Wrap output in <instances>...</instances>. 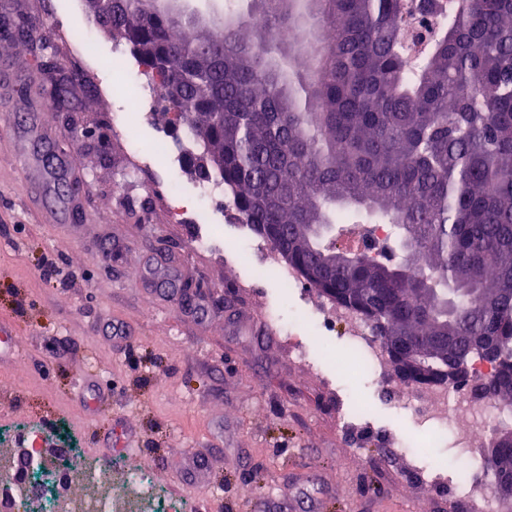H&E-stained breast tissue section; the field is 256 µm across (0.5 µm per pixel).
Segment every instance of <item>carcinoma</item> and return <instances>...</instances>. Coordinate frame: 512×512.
Returning <instances> with one entry per match:
<instances>
[{
	"mask_svg": "<svg viewBox=\"0 0 512 512\" xmlns=\"http://www.w3.org/2000/svg\"><path fill=\"white\" fill-rule=\"evenodd\" d=\"M254 3L246 19L207 20L170 0H86L239 223L381 345H431L425 377L401 381H470L512 410V0ZM411 15L443 20L414 60ZM361 224L395 226L390 255L324 269L336 235ZM509 435L494 429L482 468L505 512Z\"/></svg>",
	"mask_w": 512,
	"mask_h": 512,
	"instance_id": "obj_1",
	"label": "carcinoma"
}]
</instances>
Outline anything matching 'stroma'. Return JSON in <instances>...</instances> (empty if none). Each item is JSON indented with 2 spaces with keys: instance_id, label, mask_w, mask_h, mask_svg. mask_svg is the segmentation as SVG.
<instances>
[{
  "instance_id": "1",
  "label": "stroma",
  "mask_w": 512,
  "mask_h": 512,
  "mask_svg": "<svg viewBox=\"0 0 512 512\" xmlns=\"http://www.w3.org/2000/svg\"><path fill=\"white\" fill-rule=\"evenodd\" d=\"M4 17L37 29L25 41L0 32V325L14 336L0 364V453L32 429L47 447L80 449L107 477L73 482L77 502L139 495L131 476L145 469L192 512H464L414 469L421 458L457 468L449 449L426 447L408 410L346 370L343 336L318 376L265 323L270 303L287 318L294 308L275 280L247 284L232 207L223 248L199 252L157 191L167 157L123 178L114 115L141 87L99 95L54 34L62 18L80 37L89 13L0 0ZM61 78L71 107L53 113L45 90ZM355 403L366 420L352 430Z\"/></svg>"
}]
</instances>
